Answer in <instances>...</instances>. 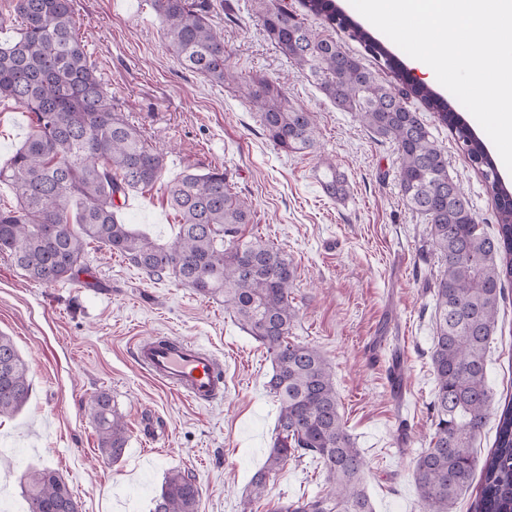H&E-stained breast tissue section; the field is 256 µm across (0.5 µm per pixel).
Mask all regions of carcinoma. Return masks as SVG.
<instances>
[{
  "instance_id": "cac0c4a2",
  "label": "carcinoma",
  "mask_w": 512,
  "mask_h": 512,
  "mask_svg": "<svg viewBox=\"0 0 512 512\" xmlns=\"http://www.w3.org/2000/svg\"><path fill=\"white\" fill-rule=\"evenodd\" d=\"M11 3L18 32L13 41L0 43V98L23 106L32 125L0 165V183L16 199L15 206L0 207V253L29 280L50 286L90 275L85 255L96 244L152 279H172L222 301L238 326L267 348V388L279 404L275 437L264 466L251 478L250 499L266 497L271 475L289 458L309 455L321 465L325 489L277 512H375L365 485L366 462L339 412L335 374L317 349L290 339L297 317L291 301L294 267L262 237L245 235L251 204L232 192L219 169L161 183L163 154L112 100L79 37L73 0ZM301 3L329 27L349 30L396 80H380L288 6L257 0L263 29L279 51L337 109L357 113L374 136L394 144L402 195L427 220L430 251L441 261L433 286V433L413 470L419 499L426 512H452L478 469L473 512H512V398L496 410L494 448L480 467L474 452L493 400L486 352L504 282L512 281V190L502 184L494 158L470 124L427 85L408 83L401 61L383 42L335 0ZM152 8L181 67L215 83L233 78L224 38L211 23L213 0H152ZM251 95L275 147L286 153L314 148L310 114L291 106L279 82L259 76ZM409 98L448 127L483 177L496 210V233L479 228L448 174L442 149L419 113L404 105ZM158 183L179 217L175 238L164 244L116 215L119 198ZM30 392L24 360L13 340L0 334V418L21 410ZM90 417L101 454L121 461L128 436L109 392L92 397ZM20 485L27 512H80L69 484L53 468L24 473ZM200 501L195 477L174 469L165 475L153 512H200Z\"/></svg>"
}]
</instances>
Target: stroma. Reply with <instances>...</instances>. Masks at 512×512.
<instances>
[{
	"mask_svg": "<svg viewBox=\"0 0 512 512\" xmlns=\"http://www.w3.org/2000/svg\"><path fill=\"white\" fill-rule=\"evenodd\" d=\"M85 48L122 111L165 155V179L224 169L254 210L250 233L280 248L295 269L292 337L316 347L336 372L339 412L361 448L375 512H424L412 470L433 432L429 403L433 280L429 226L409 210L396 178V154L355 113L342 112L266 37L255 0H228L212 21L224 34L236 80L217 84L182 68L168 50L151 0H74ZM284 82L292 104L314 118L319 139L285 153L267 139L254 110L252 76ZM444 150L448 173L486 232L496 222L481 175L448 128L415 99ZM30 114L0 101V163L22 144ZM333 166L344 199L318 182ZM122 223L167 242L178 218L162 189L134 191ZM93 287L28 280L0 253V332L29 369L26 405L0 419V512H21L19 478L58 470L81 512H151L169 470L195 475L200 512H274L317 494L324 476L311 458H292L272 475L264 501L246 505L266 459L279 405L266 383V348L243 331L222 302L166 279H149L124 257L90 246ZM183 336L224 364V396L200 406L154 380L138 364L139 339ZM487 382L495 401L512 392V284L506 285ZM108 390L129 441L124 458L104 459L87 415L90 397Z\"/></svg>",
	"mask_w": 512,
	"mask_h": 512,
	"instance_id": "35a3bbf8",
	"label": "stroma"
}]
</instances>
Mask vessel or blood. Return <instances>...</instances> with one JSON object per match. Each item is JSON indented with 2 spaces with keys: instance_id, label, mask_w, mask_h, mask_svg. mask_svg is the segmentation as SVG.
<instances>
[{
  "instance_id": "vessel-or-blood-1",
  "label": "vessel or blood",
  "mask_w": 512,
  "mask_h": 512,
  "mask_svg": "<svg viewBox=\"0 0 512 512\" xmlns=\"http://www.w3.org/2000/svg\"><path fill=\"white\" fill-rule=\"evenodd\" d=\"M136 359L154 380L196 404H209L224 394V369L217 357L183 337L142 338Z\"/></svg>"
}]
</instances>
